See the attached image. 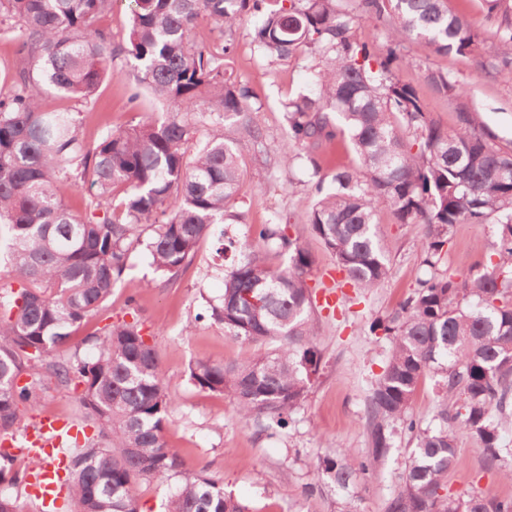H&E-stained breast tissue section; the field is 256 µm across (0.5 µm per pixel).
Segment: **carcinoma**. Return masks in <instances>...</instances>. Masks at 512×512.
<instances>
[{"label": "carcinoma", "mask_w": 512, "mask_h": 512, "mask_svg": "<svg viewBox=\"0 0 512 512\" xmlns=\"http://www.w3.org/2000/svg\"><path fill=\"white\" fill-rule=\"evenodd\" d=\"M127 46L114 47L99 20L112 0H0V31L17 42L16 76L0 93V226L10 233L9 267L0 276V438L13 436L20 408L35 407L52 382L79 392L83 440L69 437L61 486L77 512H140L139 487L176 481L165 512H250L224 485L189 475L165 429L172 399L156 347L139 322H118L86 336L80 353L73 332L110 298L131 254L145 248L154 271L176 281L215 226L237 221L242 163L249 155L271 173L302 152L312 171L308 224L336 259L346 283L371 289L389 260L373 217L385 204L399 224L424 228L422 263L436 267L455 224H493L496 261L458 283L431 275L398 307L369 323L391 341L383 372L366 404L370 448L318 459L305 494L331 487L335 512H358L355 490L394 439L409 434L400 488L385 512H512V498L441 493L456 462L457 431L477 439L512 480V448L500 429L512 421V154L496 147L465 85L430 67L423 78L455 105L456 126L444 129L412 85L396 71L409 63L400 50L423 40L436 52L480 56L482 41L466 16L446 0H133ZM261 12L252 42L270 63L308 55L319 92L284 106L288 143L267 149L253 117L249 87L232 77L234 27ZM205 19L224 38L221 50L197 45ZM365 20L391 23L393 47L378 56L357 35ZM512 61V19L496 32ZM137 62L140 90L167 107L162 120L111 130L88 145L79 112H48L40 84L90 101L120 53ZM224 121V132L198 139L199 105ZM348 135L358 168L332 175L324 187L318 156L337 134ZM87 186L84 211L65 193ZM288 257L275 265L254 250L224 279L211 307L224 332L270 348L239 362L199 361L191 381L235 400L240 417L268 437L288 429L320 372L323 352L312 319V256L278 215L253 230ZM437 377L438 423L407 416L422 379ZM93 434H84V428Z\"/></svg>", "instance_id": "carcinoma-1"}]
</instances>
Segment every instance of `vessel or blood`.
I'll list each match as a JSON object with an SVG mask.
<instances>
[{"label": "vessel or blood", "instance_id": "obj_1", "mask_svg": "<svg viewBox=\"0 0 512 512\" xmlns=\"http://www.w3.org/2000/svg\"><path fill=\"white\" fill-rule=\"evenodd\" d=\"M72 430L73 425L69 421L56 420L42 422L25 432V453L33 459L49 457L54 461L53 468L34 469L28 476L30 495L42 503H50L60 494L58 469L64 465L68 457L66 437Z\"/></svg>", "mask_w": 512, "mask_h": 512}]
</instances>
